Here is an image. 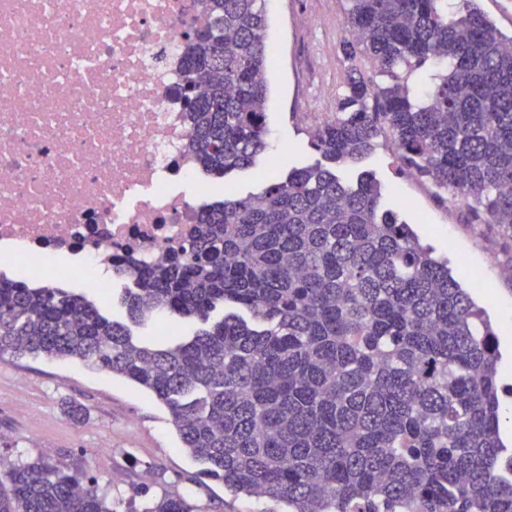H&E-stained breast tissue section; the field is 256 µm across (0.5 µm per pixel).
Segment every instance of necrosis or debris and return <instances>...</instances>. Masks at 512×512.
Masks as SVG:
<instances>
[{"instance_id": "obj_1", "label": "necrosis or debris", "mask_w": 512, "mask_h": 512, "mask_svg": "<svg viewBox=\"0 0 512 512\" xmlns=\"http://www.w3.org/2000/svg\"><path fill=\"white\" fill-rule=\"evenodd\" d=\"M198 0H0V253L71 282L166 259L223 189L188 153Z\"/></svg>"}]
</instances>
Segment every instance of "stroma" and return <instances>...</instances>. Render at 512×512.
Wrapping results in <instances>:
<instances>
[{
	"mask_svg": "<svg viewBox=\"0 0 512 512\" xmlns=\"http://www.w3.org/2000/svg\"><path fill=\"white\" fill-rule=\"evenodd\" d=\"M347 8L346 0H267L268 41L276 50L269 73V147L255 166L225 177V193L256 191L277 154L297 166L319 161L310 140L333 118L344 85L340 44ZM361 167L380 183L383 205L411 224L435 257L447 260L463 287L474 288L500 336L501 398L512 405V248L468 223L461 202L441 201L432 185L402 169L391 140L381 139ZM69 400L86 406L82 424L63 415ZM39 459L95 479L114 512H128L139 493L149 500L178 495L200 512H282L222 483L198 484L200 464L181 448L169 413L151 394L76 361L0 360V465Z\"/></svg>",
	"mask_w": 512,
	"mask_h": 512,
	"instance_id": "stroma-1",
	"label": "stroma"
}]
</instances>
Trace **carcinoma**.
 <instances>
[{
	"label": "carcinoma",
	"instance_id": "1",
	"mask_svg": "<svg viewBox=\"0 0 512 512\" xmlns=\"http://www.w3.org/2000/svg\"><path fill=\"white\" fill-rule=\"evenodd\" d=\"M335 117L312 136L356 165L392 140L409 174L466 204L512 245V35L474 0H347ZM212 32L184 36L190 145L215 177L267 149L265 0H200ZM370 57L383 77H365ZM431 67V85L412 77ZM274 171L204 209L121 299L143 324H202L149 342L62 286L0 276V358L77 360L150 392L200 475L284 512H512L499 336L381 186L320 163ZM78 425L87 408L65 403ZM0 512H114L41 461L0 468ZM129 512H200L165 495ZM161 327L162 334L167 336L168 341H183L187 336L191 335L195 330L197 323L190 318L162 317L157 321Z\"/></svg>",
	"mask_w": 512,
	"mask_h": 512
}]
</instances>
